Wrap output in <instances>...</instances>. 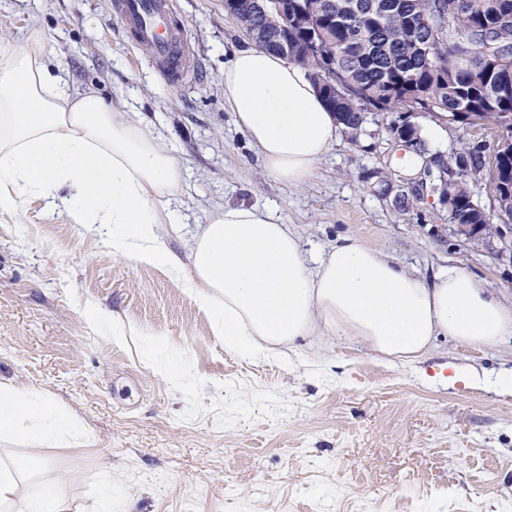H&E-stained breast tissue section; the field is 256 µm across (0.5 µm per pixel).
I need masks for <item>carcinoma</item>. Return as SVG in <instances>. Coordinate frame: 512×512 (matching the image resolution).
Wrapping results in <instances>:
<instances>
[{
	"instance_id": "1",
	"label": "carcinoma",
	"mask_w": 512,
	"mask_h": 512,
	"mask_svg": "<svg viewBox=\"0 0 512 512\" xmlns=\"http://www.w3.org/2000/svg\"><path fill=\"white\" fill-rule=\"evenodd\" d=\"M305 16L288 30V60L306 70L311 79L328 65L336 69L340 85L319 88L325 102L352 136L365 122V112H398L386 132L416 142L425 151L418 125L403 112H422L446 124H458L468 113L469 125L491 121L499 128L496 144L472 141L455 157L458 178L448 187L434 184L448 204L453 224H487L489 217L474 203L466 178L474 173L484 180L499 215L512 220V11L505 14L503 0H302ZM259 0H239L236 20L251 34L262 27L263 47L276 50L280 35L277 19H265ZM432 19L426 33L415 28V18ZM488 48L504 60V67L488 70L480 62L479 48ZM399 79L413 85L392 90Z\"/></svg>"
}]
</instances>
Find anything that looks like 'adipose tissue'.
<instances>
[{
  "label": "adipose tissue",
  "instance_id": "1",
  "mask_svg": "<svg viewBox=\"0 0 512 512\" xmlns=\"http://www.w3.org/2000/svg\"><path fill=\"white\" fill-rule=\"evenodd\" d=\"M49 50L37 32L0 43V217L20 219L39 201L105 238L113 254L181 278L225 349L249 360L314 339L415 363L442 336L489 349L512 335V304L462 266L419 277L351 236L315 256L254 205L217 209L180 255L169 239L184 221L181 165L145 116L113 111L55 76ZM224 105L265 174L288 185L306 181L338 137L303 71L255 44L225 63ZM76 427L44 392L0 383L1 437L39 448ZM65 504L62 482L20 484L14 462L0 457V512H65Z\"/></svg>",
  "mask_w": 512,
  "mask_h": 512
}]
</instances>
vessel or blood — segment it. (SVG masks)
<instances>
[{
    "label": "vessel or blood",
    "instance_id": "vessel-or-blood-1",
    "mask_svg": "<svg viewBox=\"0 0 512 512\" xmlns=\"http://www.w3.org/2000/svg\"><path fill=\"white\" fill-rule=\"evenodd\" d=\"M123 31L148 50L156 69L170 84H178L193 57L174 0H112Z\"/></svg>",
    "mask_w": 512,
    "mask_h": 512
}]
</instances>
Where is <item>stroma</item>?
<instances>
[{
    "label": "stroma",
    "mask_w": 512,
    "mask_h": 512,
    "mask_svg": "<svg viewBox=\"0 0 512 512\" xmlns=\"http://www.w3.org/2000/svg\"><path fill=\"white\" fill-rule=\"evenodd\" d=\"M176 9L194 65L171 86L108 0H0V42L44 32L54 71L152 119L190 186L173 249L212 210L245 203L269 208L304 247L354 236L420 276L460 264L512 299V221L493 214L483 182L468 187L491 226L468 239L438 194L401 175L379 112L358 137L340 131L306 182L265 175L224 106V49L249 37L224 0ZM449 363L480 383L447 385L437 373ZM511 371L512 344L446 338L415 364L349 341L243 360L161 270L38 202L21 220L0 217V382L46 392L86 429L0 450L22 468L44 458L39 477L67 482V512H96L107 492L134 512H512V395L487 385Z\"/></svg>",
    "instance_id": "35a3bbf8"
}]
</instances>
